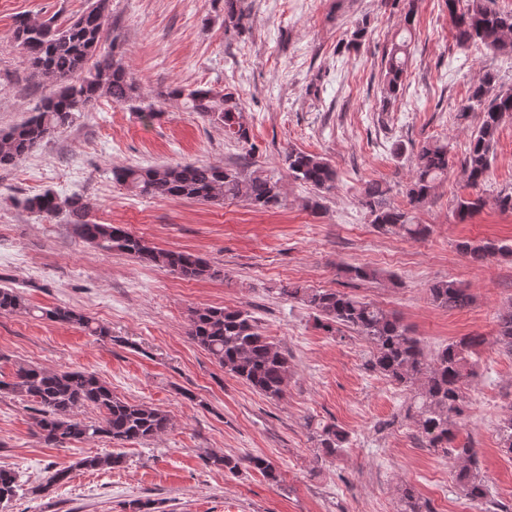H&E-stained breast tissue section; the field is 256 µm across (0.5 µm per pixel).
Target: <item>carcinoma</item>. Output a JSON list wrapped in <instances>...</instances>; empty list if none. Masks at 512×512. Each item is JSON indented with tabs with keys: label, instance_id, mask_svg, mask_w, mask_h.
Returning <instances> with one entry per match:
<instances>
[{
	"label": "carcinoma",
	"instance_id": "obj_1",
	"mask_svg": "<svg viewBox=\"0 0 512 512\" xmlns=\"http://www.w3.org/2000/svg\"><path fill=\"white\" fill-rule=\"evenodd\" d=\"M110 0H90L89 6L67 26L55 21H35L20 17L15 21L14 39L22 47L34 73L52 84L31 116L7 132L0 133V169H6L26 156L55 130L69 125L75 114L106 96L114 103L132 102L140 97V87L130 78L122 63L119 45L101 53L103 26ZM448 12L455 17V40L461 47L482 45L494 52L512 54V13L490 9L485 0H446ZM249 12L243 0H224V27L243 30ZM408 40L392 43L383 72V101L388 104L402 90L408 63ZM93 69L86 70L89 60ZM88 75L75 82L82 73ZM168 95L184 99L186 108L224 126L239 142L248 141V128L240 122L238 103L231 93L211 89L175 87ZM480 110V123L470 135L463 161L467 183L478 186L490 174L495 144L502 124L512 116V90L498 87L497 74L483 72L471 85L467 102L458 117ZM288 175L319 192L329 191L336 182V170L322 157L291 150L286 156ZM413 174L407 189L410 204L424 203L436 183L448 175V144L428 141L413 156ZM115 182L139 195L150 198L196 199L213 201L242 197L254 207L267 209L282 204L279 182L260 169L244 176L222 166L186 163L149 167H121L112 170ZM384 191L377 183L369 184L362 199L372 216V224L384 232L413 239L429 234L425 224H414L408 213L386 206ZM29 211L44 218L63 215L81 238L108 251L135 256L147 266L165 268L184 279L199 280L216 274L202 257L183 250H167L147 245L144 240L119 224H97L87 220V204L77 195L60 199L45 191L25 200ZM461 253L474 263L491 259H512V244L487 241L462 242ZM432 301L446 309H464L472 303L469 288L454 280H441L429 288ZM282 293L297 299L316 314L317 324L325 331L347 327L355 330L370 345L367 366L391 384L407 391L410 402L405 409L417 437L425 448L441 451L455 464L454 480L464 497L479 512H508L502 503L488 498V491L478 475L477 450L458 437L466 419L465 388L475 374L478 355L485 343L482 336H462L448 342L428 357L410 327L394 312L362 301L341 291H317L295 286ZM33 314L23 297L13 288L0 287V315ZM41 317L63 325L78 327L96 336L110 331L67 305L40 310ZM495 343L512 354V306L496 317ZM188 336L206 351L225 372L241 379L255 392L269 398L281 397L290 375L288 355L263 333L250 312L226 307H200L191 311ZM35 404V435L53 448H64L74 441L104 440L120 446L154 440L172 425L170 414L143 403L126 402L112 393V388L97 375L70 368L49 369L19 365L10 380L0 379V393ZM93 406L101 413L99 421L85 422L76 411ZM498 431L501 448L512 454V406L501 419ZM317 448L325 458L336 456L349 443L348 433L334 423L316 431ZM212 463L235 474L242 466L259 471L269 481L277 473L266 458L211 456ZM124 464V455L107 451L79 462L86 469H115ZM69 478V471L58 470L47 482L31 490L35 497ZM15 471L0 468V504L16 496ZM401 512H433L428 500L408 484L400 488Z\"/></svg>",
	"mask_w": 512,
	"mask_h": 512
}]
</instances>
